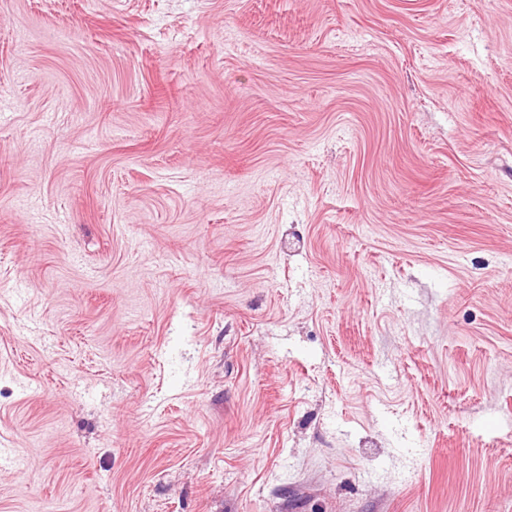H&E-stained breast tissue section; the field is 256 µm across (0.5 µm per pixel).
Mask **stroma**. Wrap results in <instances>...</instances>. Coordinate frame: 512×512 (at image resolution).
Returning a JSON list of instances; mask_svg holds the SVG:
<instances>
[{"instance_id": "35a3bbf8", "label": "stroma", "mask_w": 512, "mask_h": 512, "mask_svg": "<svg viewBox=\"0 0 512 512\" xmlns=\"http://www.w3.org/2000/svg\"><path fill=\"white\" fill-rule=\"evenodd\" d=\"M0 512H512V0H0Z\"/></svg>"}]
</instances>
